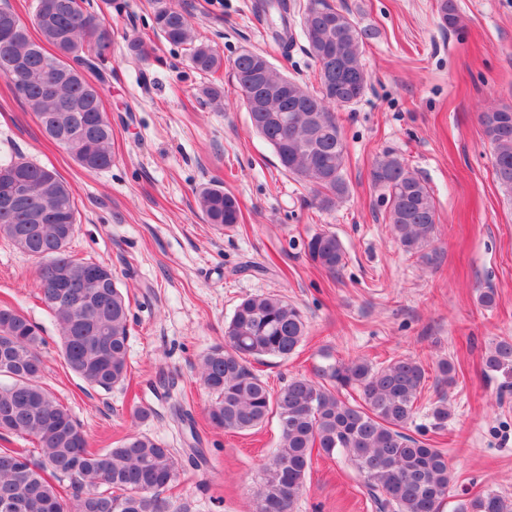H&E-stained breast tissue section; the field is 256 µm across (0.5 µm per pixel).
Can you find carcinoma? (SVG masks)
<instances>
[{"label": "carcinoma", "mask_w": 512, "mask_h": 512, "mask_svg": "<svg viewBox=\"0 0 512 512\" xmlns=\"http://www.w3.org/2000/svg\"><path fill=\"white\" fill-rule=\"evenodd\" d=\"M255 10L277 14L283 47L296 33L288 16L301 15L300 32L317 66L319 91L261 57L237 56L231 79L241 93L270 95L266 111L249 113L254 131L275 154L280 168L310 185L316 205L330 210L346 197L347 150L335 112L356 104L367 84L362 74L369 34L330 0H258ZM439 25L454 28V0H441ZM155 29L170 44L190 51L193 67L216 73L224 61L197 42L191 20L173 7H158ZM35 28L39 38L31 36ZM112 57V32L88 11L85 0H34L31 25L8 6L0 7V77L34 114L54 142L78 141L73 160L86 171L112 165V124L97 87L75 63L102 70ZM492 149L500 189L512 197V107L480 114ZM26 180L31 193L16 208L0 207V237L36 263L41 300L57 323L66 368L91 387L109 390L128 373L130 302L107 264L76 257L69 244L78 224L72 192L58 174L24 157L0 163V182ZM395 239L410 254L422 252L437 224L435 199L426 181L398 156L378 157L371 172ZM205 220L217 227L240 223L234 194L211 184L198 192ZM312 263L331 274L344 265L335 233L323 231L306 244ZM91 270L97 279H87ZM307 331L302 311L283 296L243 298L224 325V342L201 359L198 376L212 396L208 419L230 432H247L272 416L280 431L278 450L262 465L256 512H294L305 490L313 453H342L363 477L376 512H439L451 492L448 454L427 439L406 433L429 378L418 359L397 357L374 365L361 357L323 356L315 377L295 376L278 391L250 368L264 356L288 359ZM40 328L21 310L0 305V433L28 448H0V501L14 499L16 512H168L161 494L179 477L173 449L138 432L114 448L90 450L86 433L42 382ZM487 371L512 379V340L491 343ZM434 429L448 425L451 408L441 398L430 409ZM456 512H512V498L488 489L459 501Z\"/></svg>", "instance_id": "carcinoma-1"}]
</instances>
